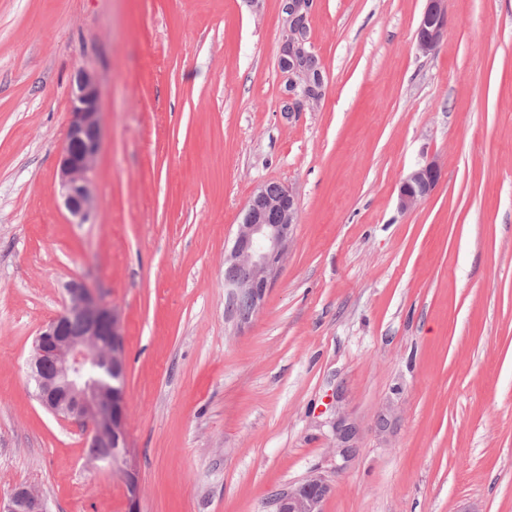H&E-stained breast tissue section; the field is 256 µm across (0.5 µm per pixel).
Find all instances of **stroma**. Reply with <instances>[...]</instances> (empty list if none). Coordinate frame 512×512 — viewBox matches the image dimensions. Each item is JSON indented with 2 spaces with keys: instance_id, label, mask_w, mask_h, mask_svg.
<instances>
[{
  "instance_id": "1",
  "label": "stroma",
  "mask_w": 512,
  "mask_h": 512,
  "mask_svg": "<svg viewBox=\"0 0 512 512\" xmlns=\"http://www.w3.org/2000/svg\"><path fill=\"white\" fill-rule=\"evenodd\" d=\"M426 4L315 0L325 93L288 114L279 0H0V495L274 512L318 471L323 512H512V0H447L429 54ZM80 68L103 141L99 206L73 224L57 161ZM432 159L437 185L400 211ZM266 182L299 222L242 323L224 254ZM73 281L120 320L134 507L28 377ZM445 0H428L416 30V44L419 51L428 54L435 51L445 27ZM441 168L434 160L412 171L399 189V209L408 211L419 205L432 191L440 179Z\"/></svg>"
}]
</instances>
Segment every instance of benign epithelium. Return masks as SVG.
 Masks as SVG:
<instances>
[{
	"instance_id": "7a95c632",
	"label": "benign epithelium",
	"mask_w": 512,
	"mask_h": 512,
	"mask_svg": "<svg viewBox=\"0 0 512 512\" xmlns=\"http://www.w3.org/2000/svg\"><path fill=\"white\" fill-rule=\"evenodd\" d=\"M314 0H280L285 36L279 58L291 75L288 98L282 111L299 112L318 103L324 92V76L309 38ZM445 27L444 0H428L416 30L419 51L428 54L440 43ZM69 121L58 164L59 194L64 208L84 223L95 207L92 174L101 148L100 89L87 71L75 73L70 89ZM434 160L412 171L399 189V209L419 205L440 179ZM276 223H267L268 215ZM299 223V202L293 190L279 185L259 186L243 210L234 246L224 256L225 306L241 322L261 306L272 277L283 261L294 226ZM63 311L44 323L35 337L30 361L40 405L58 419L80 426L90 448L112 449V464L125 477L129 468L126 432V395L105 382L83 379L90 364L101 363L109 375H125L123 338L117 315L82 282L72 281ZM332 483L312 473L299 484L279 492L275 512H322ZM0 512H46L39 491L18 487L0 496Z\"/></svg>"
}]
</instances>
